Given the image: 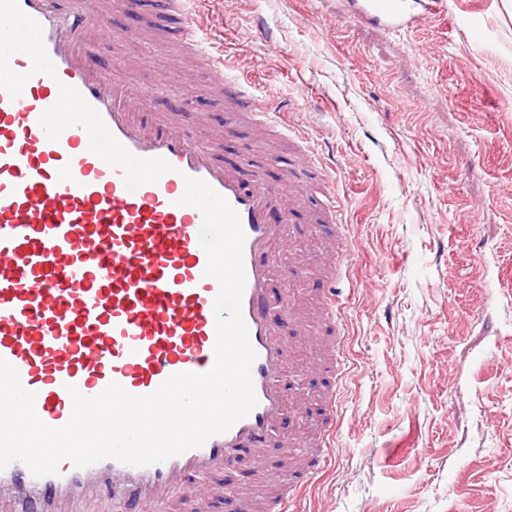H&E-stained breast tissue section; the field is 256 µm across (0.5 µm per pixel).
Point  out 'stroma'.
<instances>
[{
    "mask_svg": "<svg viewBox=\"0 0 512 512\" xmlns=\"http://www.w3.org/2000/svg\"><path fill=\"white\" fill-rule=\"evenodd\" d=\"M405 32L361 23L346 0H210L208 31L237 57L254 93L305 132L345 199L340 306L349 335L330 464L294 512H512V0H446ZM147 18L166 32L145 48L105 41L124 78L162 82L157 110L208 136L225 118L208 74L181 54L176 16L152 0H116L108 30ZM279 180L289 141L243 129V154ZM277 294L312 290L310 227L279 248ZM287 421L271 442L274 478L293 466L289 437L318 423L316 347L287 353ZM254 466L225 477L255 484Z\"/></svg>",
    "mask_w": 512,
    "mask_h": 512,
    "instance_id": "obj_1",
    "label": "stroma"
}]
</instances>
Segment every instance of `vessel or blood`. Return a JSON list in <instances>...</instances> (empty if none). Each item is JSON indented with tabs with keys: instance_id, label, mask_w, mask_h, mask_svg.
Instances as JSON below:
<instances>
[{
	"instance_id": "1",
	"label": "vessel or blood",
	"mask_w": 512,
	"mask_h": 512,
	"mask_svg": "<svg viewBox=\"0 0 512 512\" xmlns=\"http://www.w3.org/2000/svg\"><path fill=\"white\" fill-rule=\"evenodd\" d=\"M354 16L392 31L442 13L445 0H349ZM112 0H0V357L13 365L48 426L72 413L68 386L85 396L117 382L134 395L154 392L170 376L204 373L214 364L218 282L205 274L203 217L180 205L186 177L206 181L238 212L245 233L246 286L241 311L256 353L257 406L203 446L145 467L105 459L85 468L61 460L56 474L35 477L21 463L0 471L6 512H68L101 496H122L128 512H289V486L226 497L222 474L244 459L262 462L287 411L288 338L284 322L305 335L301 302L285 295L282 317L270 312L277 268L273 246L297 218L326 234L318 341L328 376L324 414L306 440L299 467L310 482L327 465L336 429L346 336L336 305L340 268L335 236L341 192L327 175L287 172L273 183L243 161L225 164L223 142L240 120L294 141L305 137L288 117L255 98L232 55L215 52L195 18L179 30L188 59L212 77L230 107L222 128L198 139L174 114L155 111L148 91L134 90L97 47L109 37ZM72 109L55 122L60 105Z\"/></svg>"
}]
</instances>
